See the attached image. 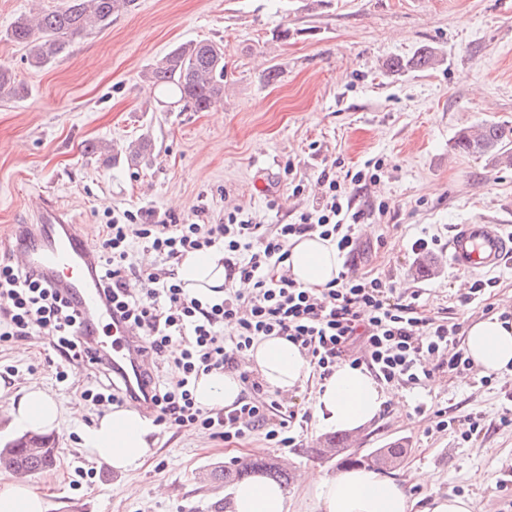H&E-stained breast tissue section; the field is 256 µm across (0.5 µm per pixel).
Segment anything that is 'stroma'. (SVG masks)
I'll return each instance as SVG.
<instances>
[{
	"mask_svg": "<svg viewBox=\"0 0 512 512\" xmlns=\"http://www.w3.org/2000/svg\"><path fill=\"white\" fill-rule=\"evenodd\" d=\"M60 3L0 0V65L23 87L19 97L0 96V242L14 243L43 199L98 248L102 224L127 210L217 224L240 206L263 223L286 224L317 206L322 174L341 181L379 160V182L353 200L363 213L360 271L420 290L431 315L463 327L512 312V262L468 304L472 279L449 266L447 252L453 225L465 220L512 232V165L454 147L471 126L512 127V0H135L34 69L8 32L32 9ZM188 40L224 46V100L205 112L147 78ZM423 45L442 63L387 71V60L409 59ZM294 179L303 194H293ZM379 201L386 215L372 212ZM432 236L434 252L411 253L416 238ZM1 365L14 371L12 391L36 384L62 406L61 429L51 435L56 463L27 480L45 493L48 512H207L229 493L208 479L210 470L284 455L298 512H314L305 475L339 471L314 453L328 435L313 417L315 373L292 393H268L296 416L291 448L255 433L224 443L173 428L157 431L141 466L108 474L81 440L98 413L80 398L91 370L57 380L37 336L0 346ZM386 392L380 415L357 430L363 451L400 444L405 453L391 477L424 470L434 491L469 495L480 512H512L511 373L437 369ZM438 410L450 421L441 432ZM466 415L479 419V435L465 437ZM79 466L95 469L92 484L76 486Z\"/></svg>",
	"mask_w": 512,
	"mask_h": 512,
	"instance_id": "1",
	"label": "stroma"
}]
</instances>
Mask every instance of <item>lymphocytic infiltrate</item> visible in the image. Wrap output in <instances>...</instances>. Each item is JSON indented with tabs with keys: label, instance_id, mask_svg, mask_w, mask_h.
Returning a JSON list of instances; mask_svg holds the SVG:
<instances>
[{
	"label": "lymphocytic infiltrate",
	"instance_id": "lymphocytic-infiltrate-1",
	"mask_svg": "<svg viewBox=\"0 0 512 512\" xmlns=\"http://www.w3.org/2000/svg\"><path fill=\"white\" fill-rule=\"evenodd\" d=\"M382 168L375 162L346 184L322 177L327 190L321 204L273 231L238 208L225 212L220 224H169L130 210L103 224L100 277L113 310L137 332L150 360L142 384L156 425L192 428L222 440L257 432L277 447L293 446V413L263 397L262 383L241 364L264 336L298 345L323 378L348 364L388 384H416L430 377L432 355L441 356L452 371L470 366L469 357L452 348L457 325L427 315L419 291L357 269L361 214L352 207L351 189L377 181ZM307 234L331 239L347 256L343 271L327 287L307 288L283 273L289 242ZM136 244L161 259L165 274L134 265ZM213 247L224 250V294L204 303L175 280L172 268L186 253ZM80 320L78 310L37 271L0 262V344L48 337L65 363L57 373L60 380L68 379L73 365L95 369L82 400L96 407L138 401L126 379L113 376L109 360L91 356L88 341L76 333ZM164 365L177 370V380L164 381L159 374ZM224 370L238 372L250 393L232 409L204 410L192 388L201 375Z\"/></svg>",
	"mask_w": 512,
	"mask_h": 512
}]
</instances>
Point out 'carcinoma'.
Masks as SVG:
<instances>
[{
  "mask_svg": "<svg viewBox=\"0 0 512 512\" xmlns=\"http://www.w3.org/2000/svg\"><path fill=\"white\" fill-rule=\"evenodd\" d=\"M134 0H63L60 7L33 17H21L11 27L12 41L27 48L30 65L42 68L59 58L66 50V37L108 23L112 16L127 11ZM441 59L431 46L417 49L412 58L393 59L388 68L394 71L426 69L438 65ZM153 85L172 87L178 101L197 112L207 111L224 100V47L212 41H186L172 48L150 72ZM17 86L12 71L0 65V96H13ZM512 127L484 122L478 129L459 133L455 147L468 154L489 156L512 164ZM320 455L340 457L342 466L371 468L378 462H396L404 448L395 444L377 448L358 456L343 445V438L329 440V447L318 448ZM0 456L8 457L20 468L35 474L50 469L55 461L54 448L45 435L36 436L33 444L21 441L0 448ZM261 473L280 486L288 485L291 475L287 469L272 461L240 460L211 471L210 477L233 485Z\"/></svg>",
  "mask_w": 512,
  "mask_h": 512,
  "instance_id": "carcinoma-1",
  "label": "carcinoma"
}]
</instances>
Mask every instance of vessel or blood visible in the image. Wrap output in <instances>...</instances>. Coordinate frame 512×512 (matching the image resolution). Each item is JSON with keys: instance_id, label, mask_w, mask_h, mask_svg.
<instances>
[{"instance_id": "b4317fda", "label": "vessel or blood", "mask_w": 512, "mask_h": 512, "mask_svg": "<svg viewBox=\"0 0 512 512\" xmlns=\"http://www.w3.org/2000/svg\"><path fill=\"white\" fill-rule=\"evenodd\" d=\"M37 226L24 248L11 252L17 265L37 269L61 289L82 316L80 335L95 338L99 349L107 350L113 368L128 383L141 379L147 366L130 329L112 315L97 275V254L69 223L63 213L48 203L35 211ZM512 260V234L500 225L484 221L455 225L448 241V262L464 274L500 268Z\"/></svg>"}]
</instances>
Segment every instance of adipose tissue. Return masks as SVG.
Masks as SVG:
<instances>
[{"label":"adipose tissue","mask_w":512,"mask_h":512,"mask_svg":"<svg viewBox=\"0 0 512 512\" xmlns=\"http://www.w3.org/2000/svg\"><path fill=\"white\" fill-rule=\"evenodd\" d=\"M287 264L297 282L322 288L338 277L344 258L334 243L311 234L291 240ZM176 277L193 296L211 301L216 289L224 285L223 249L187 253L176 268ZM464 347L482 372L505 370L512 366V324L495 316L475 321L466 329ZM247 359L269 388L284 393L298 387L309 371L306 356L281 336L255 342ZM241 391L236 374L217 371L201 376L193 395L200 407L220 411L234 405ZM386 401L383 388L371 374L343 364L320 383L314 414L326 426L354 429L377 417ZM8 413L25 433L46 434L62 423L57 400L37 385L12 394ZM154 433L151 421L138 412L115 408L95 416L84 431L83 445L95 460L127 471L150 456L156 443ZM306 491L317 512H473L475 507L470 497L436 492L429 493L426 504H419L409 487L367 469L309 474ZM231 506L232 512H291L293 503L286 490L257 475L235 487Z\"/></svg>","instance_id":"obj_1"}]
</instances>
